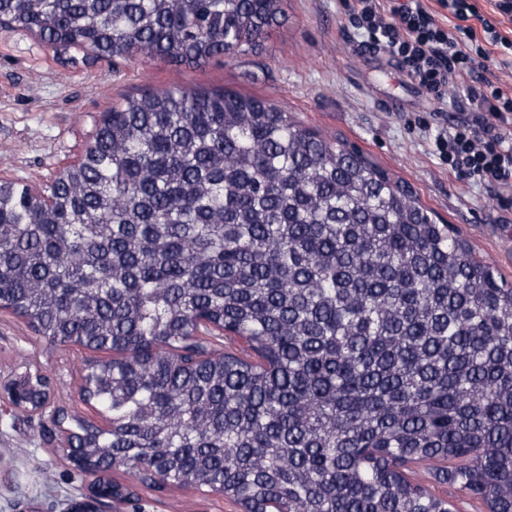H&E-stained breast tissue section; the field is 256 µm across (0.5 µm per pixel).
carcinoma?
Returning a JSON list of instances; mask_svg holds the SVG:
<instances>
[{"label":"carcinoma","instance_id":"1","mask_svg":"<svg viewBox=\"0 0 512 512\" xmlns=\"http://www.w3.org/2000/svg\"><path fill=\"white\" fill-rule=\"evenodd\" d=\"M283 0H0L93 60L256 50ZM0 308L108 350L65 409L103 474L244 512H512V284L362 151L223 90L128 96L42 192L0 178ZM243 344L216 354L211 337ZM448 466V462L440 463L437 461L409 464L408 475L422 485L429 487L436 494L448 497V501L453 505V512H485L486 508L473 500L469 495L461 492L448 484L439 483L434 477V468Z\"/></svg>","mask_w":512,"mask_h":512}]
</instances>
